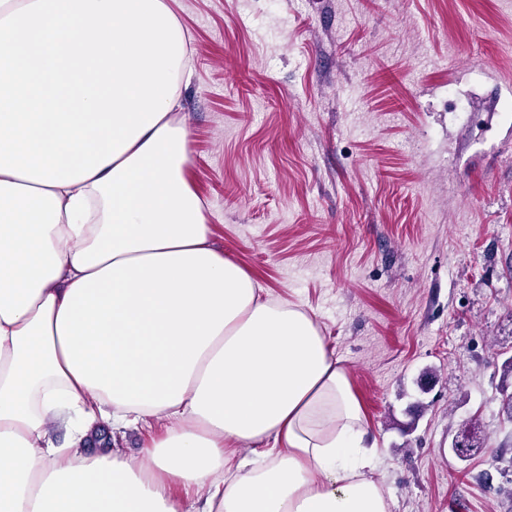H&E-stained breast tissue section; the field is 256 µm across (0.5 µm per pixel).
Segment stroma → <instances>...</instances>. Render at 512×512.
I'll list each match as a JSON object with an SVG mask.
<instances>
[{"label": "stroma", "instance_id": "1", "mask_svg": "<svg viewBox=\"0 0 512 512\" xmlns=\"http://www.w3.org/2000/svg\"><path fill=\"white\" fill-rule=\"evenodd\" d=\"M167 2L212 242L323 328L391 512H512V0Z\"/></svg>", "mask_w": 512, "mask_h": 512}]
</instances>
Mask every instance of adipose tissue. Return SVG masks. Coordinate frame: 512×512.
Wrapping results in <instances>:
<instances>
[{"label":"adipose tissue","instance_id":"obj_1","mask_svg":"<svg viewBox=\"0 0 512 512\" xmlns=\"http://www.w3.org/2000/svg\"><path fill=\"white\" fill-rule=\"evenodd\" d=\"M170 104L91 178L0 173V512H183L176 486L194 512H390L346 366L214 248ZM103 423L163 434L84 453Z\"/></svg>","mask_w":512,"mask_h":512}]
</instances>
